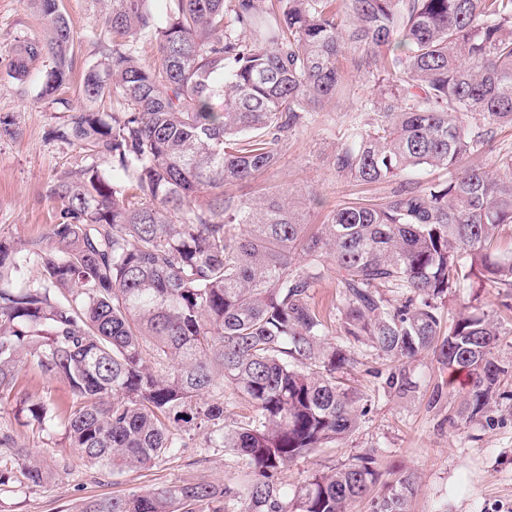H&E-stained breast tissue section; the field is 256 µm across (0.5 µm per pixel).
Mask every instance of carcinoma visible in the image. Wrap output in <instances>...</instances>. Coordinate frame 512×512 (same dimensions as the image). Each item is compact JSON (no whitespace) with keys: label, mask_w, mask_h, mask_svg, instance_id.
Segmentation results:
<instances>
[{"label":"carcinoma","mask_w":512,"mask_h":512,"mask_svg":"<svg viewBox=\"0 0 512 512\" xmlns=\"http://www.w3.org/2000/svg\"><path fill=\"white\" fill-rule=\"evenodd\" d=\"M101 58L81 100L59 96L76 33L59 0H28L46 38L18 34L7 75L47 56L39 95L63 106L50 135L91 162L58 172L48 238H0V397L36 364L72 400L32 402L43 431L114 475L145 469L199 431L247 470L243 487L205 479L94 498L78 512H408L410 472L381 481L365 453L310 476L287 498L282 469L348 438L366 410L336 377L364 345L400 367L438 353L469 390L474 421L509 377L493 315L462 311L456 288L512 296V150L470 158L512 127V0H103ZM156 56H144V42ZM376 80L337 139L333 170L394 185L354 199L307 234L288 192L241 198L224 187L275 168L312 113L343 92L345 63ZM118 98L103 112L97 103ZM110 167L111 174L100 168ZM443 181L423 182L431 170ZM332 257V265L326 258ZM37 273V278L30 273ZM336 280L343 344L313 288ZM251 408L224 430V399ZM52 478L35 457L0 462V486Z\"/></svg>","instance_id":"1"}]
</instances>
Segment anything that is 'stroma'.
<instances>
[{"mask_svg": "<svg viewBox=\"0 0 512 512\" xmlns=\"http://www.w3.org/2000/svg\"><path fill=\"white\" fill-rule=\"evenodd\" d=\"M77 34L74 73L82 75L96 62L99 49L91 37L102 8L100 0H61ZM35 37L46 28L26 0H0V57L7 56L17 32ZM45 62L33 64L25 82L9 78L0 66V120L11 132L0 136V236L17 241L47 236L54 203L48 195L53 175L83 165L78 150L52 140L50 130L64 115L39 96ZM345 97L313 113L290 139L288 150L274 170L232 186L233 194L251 198L285 191L315 200L306 221L322 224L327 211L358 196L382 197L390 188L358 186L337 177L330 164L334 143L373 93L366 75L346 68ZM496 290L473 293L463 288L441 304V317L463 307L477 306L498 316L507 334L496 350L501 363L512 365V311L501 305ZM394 365L362 349L353 365L340 374L357 393L367 412L347 440L299 459L282 472L285 490L295 491L312 474L331 471L352 457L375 454L384 473L413 472L416 492L409 512H512V400L498 398L485 416L466 422L463 413V375L449 374L435 353L407 363L417 388L406 396L387 391L385 379ZM41 398L70 400L61 381L46 383L34 364L19 374L9 397L0 399V429L10 432L15 449L43 457L55 473L41 487L13 484L0 489V512H74L92 498L141 492L173 481L201 478L221 483L240 479V467L224 448H207L194 438L189 448L157 466L114 476L90 467L81 454L64 448L61 434L49 435L18 415L20 404Z\"/></svg>", "mask_w": 512, "mask_h": 512, "instance_id": "1", "label": "stroma"}]
</instances>
